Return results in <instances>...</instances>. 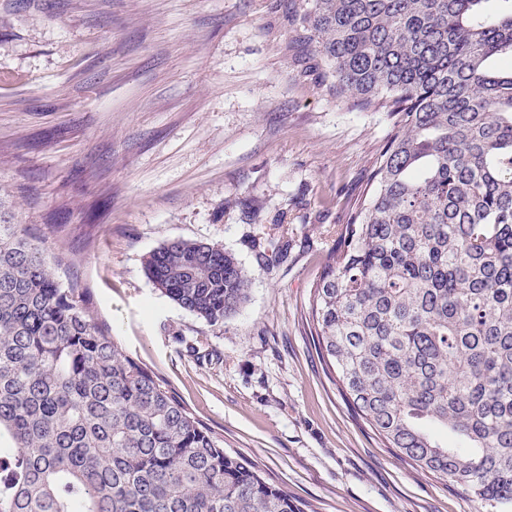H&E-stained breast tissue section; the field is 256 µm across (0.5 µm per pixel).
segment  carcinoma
Segmentation results:
<instances>
[{
	"label": "carcinoma",
	"mask_w": 512,
	"mask_h": 512,
	"mask_svg": "<svg viewBox=\"0 0 512 512\" xmlns=\"http://www.w3.org/2000/svg\"><path fill=\"white\" fill-rule=\"evenodd\" d=\"M345 98L395 118L310 318L357 414L488 512L512 509V0H312ZM64 257L0 224V512H301L60 286ZM144 270L218 324L251 286L174 239Z\"/></svg>",
	"instance_id": "carcinoma-1"
}]
</instances>
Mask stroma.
Returning a JSON list of instances; mask_svg holds the SVG:
<instances>
[{
  "mask_svg": "<svg viewBox=\"0 0 512 512\" xmlns=\"http://www.w3.org/2000/svg\"><path fill=\"white\" fill-rule=\"evenodd\" d=\"M306 9L0 0V219L65 253L62 286L303 512H482L362 422L310 332V287L394 118L339 97L316 42L296 45ZM178 238L249 268L224 323L147 278Z\"/></svg>",
  "mask_w": 512,
  "mask_h": 512,
  "instance_id": "stroma-1",
  "label": "stroma"
}]
</instances>
